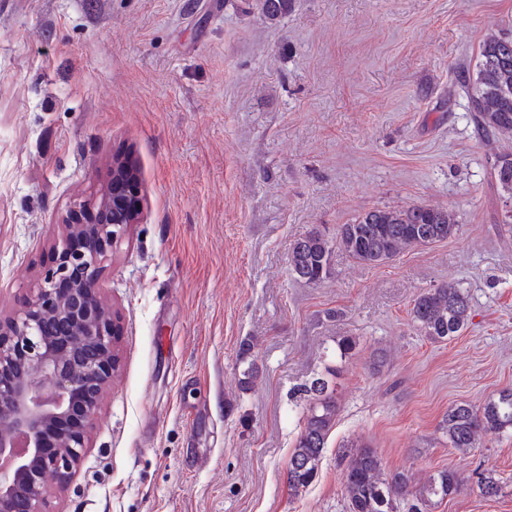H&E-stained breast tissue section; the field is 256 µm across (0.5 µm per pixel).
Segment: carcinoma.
Segmentation results:
<instances>
[{"mask_svg":"<svg viewBox=\"0 0 512 512\" xmlns=\"http://www.w3.org/2000/svg\"><path fill=\"white\" fill-rule=\"evenodd\" d=\"M289 0H260L262 13L274 20L288 10ZM468 99L475 131L486 139L512 136V37L490 33L480 42L472 75L461 84ZM491 176L512 201V153L495 154ZM459 230L455 213L447 208L415 204L406 208H375L351 224H341L332 242L313 231L297 240L288 258L289 271L298 280L317 284L330 269L332 247L356 263L386 264L412 247L428 246L454 237ZM411 320L419 333L434 342L444 341L467 328L469 298L454 284L444 283L421 292L411 308ZM331 368L296 389L306 401L303 426L288 461V482L295 492L316 478L327 437L336 424V389ZM512 430V389L501 391L476 408L456 404L444 415L440 430L448 445L463 453L479 447L482 436ZM344 490L348 512H398V501L412 495L416 504L409 512H423L432 499L440 501L455 493L460 475L451 469L430 475L410 491V477L403 471L385 473L376 451L352 443L345 451ZM480 494L496 498L502 485L492 475L480 474Z\"/></svg>","mask_w":512,"mask_h":512,"instance_id":"obj_1","label":"carcinoma"}]
</instances>
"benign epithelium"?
<instances>
[{"label":"benign epithelium","mask_w":512,"mask_h":512,"mask_svg":"<svg viewBox=\"0 0 512 512\" xmlns=\"http://www.w3.org/2000/svg\"><path fill=\"white\" fill-rule=\"evenodd\" d=\"M132 172L122 165L98 197L66 208L53 264L18 308L0 313V512H52L89 447L119 368L117 318L99 282L142 212ZM49 431L57 442L46 453Z\"/></svg>","instance_id":"7a95c632"}]
</instances>
